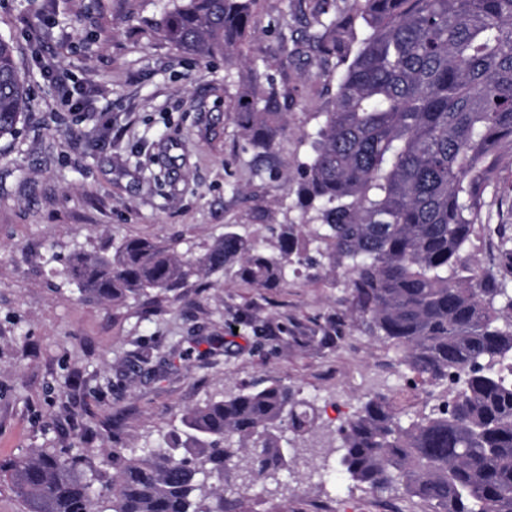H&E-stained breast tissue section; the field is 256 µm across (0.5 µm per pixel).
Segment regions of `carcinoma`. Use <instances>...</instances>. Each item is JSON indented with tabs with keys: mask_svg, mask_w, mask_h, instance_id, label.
Returning a JSON list of instances; mask_svg holds the SVG:
<instances>
[{
	"mask_svg": "<svg viewBox=\"0 0 512 512\" xmlns=\"http://www.w3.org/2000/svg\"><path fill=\"white\" fill-rule=\"evenodd\" d=\"M256 0H170L157 23L200 58L243 54ZM308 46L323 67L349 33L332 110L301 164L306 224H284L274 252L227 231L199 254L125 239L75 251L66 274L84 298L175 292L230 273L277 288L293 263L346 267L352 316L401 352L408 387L438 389L406 419L393 397H367L338 436L340 464L372 492L398 487L430 512H512V288L467 248L493 219L488 191L512 162V0H322ZM30 97L0 38V139ZM280 93L245 94L236 121L260 154L282 129ZM313 400L278 380L243 385L186 411L157 447L36 448L0 462L25 512H243V495L288 466L291 440L317 427Z\"/></svg>",
	"mask_w": 512,
	"mask_h": 512,
	"instance_id": "cac0c4a2",
	"label": "carcinoma"
}]
</instances>
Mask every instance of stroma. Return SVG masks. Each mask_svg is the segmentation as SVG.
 <instances>
[{
	"mask_svg": "<svg viewBox=\"0 0 512 512\" xmlns=\"http://www.w3.org/2000/svg\"><path fill=\"white\" fill-rule=\"evenodd\" d=\"M166 3L0 0V38L31 97L18 135L0 140V460L154 446L190 408L274 378L333 410L310 437L320 453L264 479L246 512H408L397 490L350 481L334 446L364 394L403 385L398 352L350 320L344 268L294 265L273 290L216 274L180 301L115 302L80 298L62 268L126 238L198 253L230 227L270 245L305 221L298 166L336 94V68L318 69L306 44L317 0H257L231 65L159 36ZM49 68L92 109H62ZM268 86L285 95L287 129L263 158L233 114Z\"/></svg>",
	"mask_w": 512,
	"mask_h": 512,
	"instance_id": "1",
	"label": "stroma"
}]
</instances>
